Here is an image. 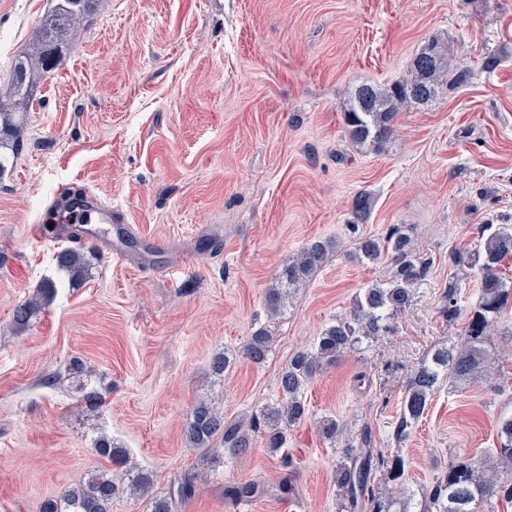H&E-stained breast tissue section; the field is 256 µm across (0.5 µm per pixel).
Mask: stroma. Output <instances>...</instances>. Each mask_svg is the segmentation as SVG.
<instances>
[{
  "label": "stroma",
  "instance_id": "stroma-1",
  "mask_svg": "<svg viewBox=\"0 0 512 512\" xmlns=\"http://www.w3.org/2000/svg\"><path fill=\"white\" fill-rule=\"evenodd\" d=\"M48 6L0 0L1 82ZM434 37L450 41L469 83L401 113L383 152L353 147L343 119L351 92L406 78ZM488 53L499 59L491 72ZM25 125L0 182V512H42L104 466L94 447L103 434L166 491L197 465L183 439L195 399L215 396L231 420L276 400L293 355L388 273L389 260L349 259L355 239L395 225L430 271L388 333L305 389L290 467L261 446L225 458L177 512H341L334 472L344 454L401 455L418 495L451 459L496 446L498 417L512 413L503 356L499 389L441 388L407 440L392 434L410 373L461 330L439 313L450 275L463 300L477 298L476 273L456 268L454 249L477 245L481 226L512 224V0H100L41 79ZM64 182L139 230L117 237L125 260L85 248L80 280L57 268V244L29 235ZM363 191L371 210L354 229ZM316 239L336 240L338 253L270 316L267 288ZM47 283L50 304L17 328L15 306ZM262 327L272 336L264 365L238 358L214 377L212 357H238ZM74 359L99 408L63 379ZM327 416L339 425L332 441L319 428ZM247 480L264 497L225 500V485Z\"/></svg>",
  "mask_w": 512,
  "mask_h": 512
}]
</instances>
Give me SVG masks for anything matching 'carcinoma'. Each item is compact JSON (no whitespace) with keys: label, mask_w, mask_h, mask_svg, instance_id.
<instances>
[{"label":"carcinoma","mask_w":512,"mask_h":512,"mask_svg":"<svg viewBox=\"0 0 512 512\" xmlns=\"http://www.w3.org/2000/svg\"><path fill=\"white\" fill-rule=\"evenodd\" d=\"M96 3L97 0H51L41 38L14 58L8 81L0 89V137L13 140L12 162H17L20 147L15 113L25 111L33 102L40 77L54 67L72 32L87 21ZM470 79L471 69L455 64L448 45L432 39L416 53L406 79L387 85L362 84L351 93L344 112L346 134L351 144L380 152L395 135L401 112L432 101L444 86L460 87ZM369 211V195L357 194L352 202V223L366 221ZM337 248L334 240H314L289 258L266 289L268 311L275 314L283 309L297 288L321 269ZM385 256L391 259L389 276L358 294L348 315L328 324L311 347L292 357L278 378L279 396L275 402L246 419L229 420L213 400L200 397L194 401L183 434L187 446L201 452L199 471L173 480L168 492L154 495L153 474L129 464L126 449L111 437L101 435L95 440V449L109 465L89 471L79 483L65 489L60 498L45 502L42 512H111L112 500L120 495L149 498L150 512H173L175 504L194 495L198 482L224 464V456H244L259 440L272 454H284L288 430L305 418L303 394L308 384L346 352L387 332L394 316L410 306L413 289L431 268V260L422 256L410 236L398 227L383 238H360L355 252L350 254L370 262ZM509 258L512 259V224H503L481 236L474 248H458L452 253L455 265L477 270V299L468 306L461 305L457 280L448 279L440 313L450 324L464 318V326L456 340L434 346L410 375L394 427L396 441L410 436L443 383L452 389L490 383L497 376L491 371L495 362L492 339L499 334L501 315L512 304V281L501 270ZM56 264L77 278L82 276L88 259L81 250L67 247L57 253ZM53 295V286L46 284L35 296L19 303L13 311L14 324L26 327ZM271 348L272 336L260 328L250 336L240 357L260 366ZM235 363V357L222 352L213 356L210 369L221 377ZM497 440L498 447L480 457L449 461L416 504L403 499L406 462L400 455L379 451L350 456L336 465L335 482L342 508L347 512H496L499 505L512 504V413L499 419ZM377 472L384 485L376 489L373 481ZM263 494L264 486L253 481L224 488V496L234 502H250Z\"/></svg>","instance_id":"carcinoma-1"}]
</instances>
